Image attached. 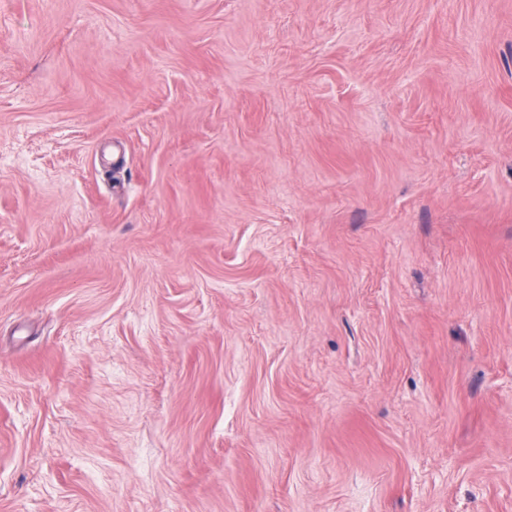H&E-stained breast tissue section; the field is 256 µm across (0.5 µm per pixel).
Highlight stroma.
I'll list each match as a JSON object with an SVG mask.
<instances>
[{"instance_id": "stroma-1", "label": "stroma", "mask_w": 512, "mask_h": 512, "mask_svg": "<svg viewBox=\"0 0 512 512\" xmlns=\"http://www.w3.org/2000/svg\"><path fill=\"white\" fill-rule=\"evenodd\" d=\"M0 512H512V0H0Z\"/></svg>"}]
</instances>
